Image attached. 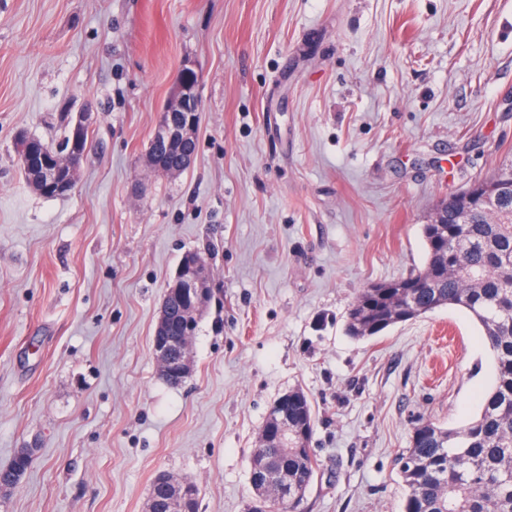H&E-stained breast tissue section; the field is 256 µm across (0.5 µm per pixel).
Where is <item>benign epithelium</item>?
Instances as JSON below:
<instances>
[{
  "instance_id": "obj_1",
  "label": "benign epithelium",
  "mask_w": 512,
  "mask_h": 512,
  "mask_svg": "<svg viewBox=\"0 0 512 512\" xmlns=\"http://www.w3.org/2000/svg\"><path fill=\"white\" fill-rule=\"evenodd\" d=\"M201 99L199 96V75L194 66L186 62L176 74L161 119L151 138L150 149L146 154V164L154 168L153 153L163 145L179 143L190 146L196 141L200 120ZM90 113L78 112L71 118V143L56 155L29 168L32 187H53L59 193L72 190L76 176L84 158L82 145L86 140ZM210 269L201 262L195 263L184 258L175 276L168 284L166 294L180 298L184 324L192 328L201 317L211 299L208 288ZM167 302L163 299L159 319L152 337V347L161 376L187 378L193 371V336L186 332L181 336H171L166 332ZM270 412L280 416L277 421L266 422L260 434L267 437L276 432L283 441H288V394L279 396ZM154 487L165 492L166 504L170 512H191L192 500L189 494L192 486L185 480L160 473L154 479Z\"/></svg>"
}]
</instances>
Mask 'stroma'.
Wrapping results in <instances>:
<instances>
[{
  "label": "stroma",
  "mask_w": 512,
  "mask_h": 512,
  "mask_svg": "<svg viewBox=\"0 0 512 512\" xmlns=\"http://www.w3.org/2000/svg\"><path fill=\"white\" fill-rule=\"evenodd\" d=\"M197 154L146 174L184 62ZM88 111L66 196L15 165ZM512 160V0H0V512H144L156 475L246 512L273 401L302 388L319 463L298 512H403L418 421L478 415L495 368L443 307L358 340L367 285L422 269L436 202ZM212 299L177 388L152 336L184 253Z\"/></svg>",
  "instance_id": "stroma-1"
}]
</instances>
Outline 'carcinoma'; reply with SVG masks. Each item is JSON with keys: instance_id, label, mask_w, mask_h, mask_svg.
Wrapping results in <instances>:
<instances>
[{"instance_id": "obj_1", "label": "carcinoma", "mask_w": 512, "mask_h": 512, "mask_svg": "<svg viewBox=\"0 0 512 512\" xmlns=\"http://www.w3.org/2000/svg\"><path fill=\"white\" fill-rule=\"evenodd\" d=\"M40 140L24 137L16 149L24 168L26 150L44 153ZM186 148L159 149L157 166L183 161ZM512 172V163L440 200L421 225L427 261L409 275L369 285L348 309L345 332L353 338L377 336L391 326L442 307L469 312L482 327L496 364V381L480 413L466 425L448 429L418 423L400 457L407 488L403 512H512V191L485 205L470 195ZM288 427L295 438L283 445L271 436L253 448L250 472L263 471L277 485L269 512H296L318 472L311 454L315 415L305 392L292 390Z\"/></svg>"}]
</instances>
